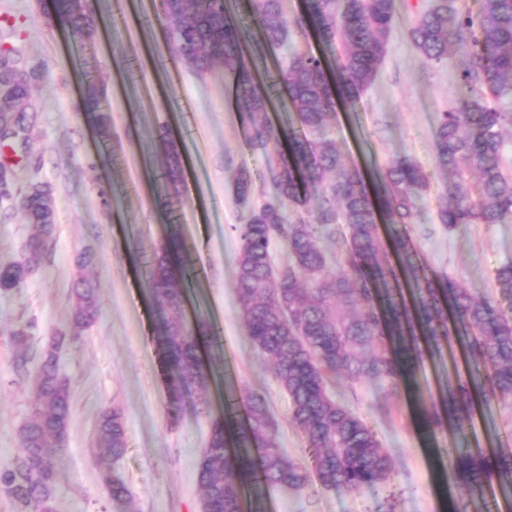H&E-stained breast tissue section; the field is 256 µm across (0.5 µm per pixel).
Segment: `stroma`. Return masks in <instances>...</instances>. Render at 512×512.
<instances>
[{"label":"stroma","instance_id":"stroma-1","mask_svg":"<svg viewBox=\"0 0 512 512\" xmlns=\"http://www.w3.org/2000/svg\"><path fill=\"white\" fill-rule=\"evenodd\" d=\"M95 18L90 35H75L50 22L43 0H0V46L37 68L32 91L37 136L29 148H0V163L22 182L45 185L53 199L55 233L23 288L0 293V463L20 452L19 429L34 395L32 364L51 336L68 325L72 288L81 277L97 287L101 315L58 353L71 401L70 430L55 460V512H201L196 461L213 419L223 417L231 395L265 398L275 442L288 458L313 467L302 431L291 421L287 393L249 343L235 292L236 225L246 212L235 200V171L246 163L255 175L254 195H274L264 179L265 155L250 149L235 106L233 76L223 64L205 74L174 57L158 17L159 0H87ZM432 0H395L397 21L374 83L355 108L337 106L326 133L376 184L400 156L417 161L429 186L407 226L416 261L463 282L479 295L498 297L495 272L512 263L511 224H460L437 217L445 178L435 161L436 116L455 107L460 60H424L408 31ZM285 53L254 47L252 63L275 91L270 118L297 127L277 66ZM94 76L102 89L99 113L112 135L101 138L97 113L83 109L82 87ZM179 147L184 168L182 200L168 203L161 172L163 138ZM181 232L190 275L183 283L184 328L211 326L216 345L201 355L214 366L209 388L168 401L157 336L163 315L147 277L152 257L170 226ZM36 232L17 201L0 200V262L19 259ZM92 263L81 266L83 255ZM26 328L17 347L11 334ZM447 359L426 361L419 391H401L381 405L382 391L368 381L331 385L332 394L376 432L394 461L388 489L345 491L310 481L302 491L274 488L265 512H378L394 493L397 512H446L465 487L445 484L440 464L448 449L475 444L512 448V403L476 410L463 434L425 441L420 399L455 378ZM105 407L124 413L127 450L111 469L127 485V501L112 500L95 451L97 418Z\"/></svg>","mask_w":512,"mask_h":512}]
</instances>
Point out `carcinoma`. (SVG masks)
Masks as SVG:
<instances>
[{"mask_svg":"<svg viewBox=\"0 0 512 512\" xmlns=\"http://www.w3.org/2000/svg\"><path fill=\"white\" fill-rule=\"evenodd\" d=\"M160 12L175 57L199 73L222 62L235 75V105L249 131L248 146L265 151L275 186V195L256 205L250 170L244 163L236 170L237 201L249 217L235 227V289L249 342L290 399L292 421L313 451L320 485L385 488L392 457L371 427L329 394L328 376L376 382L392 397L418 384L424 348L450 349L463 333L465 377L424 405L423 433L431 438L453 420L459 428L472 422L476 402L490 407L512 401V263L495 272L499 292L509 300L505 307L414 262L403 227L428 187L424 169L408 156L397 158L373 192L360 168L325 134L337 101L354 100L374 82L395 23L394 0H308L306 15L294 18L283 0H254L252 30L228 14L225 0H160ZM49 16L79 35L94 29L81 0H51ZM310 28L323 42L341 39L342 54L332 78L322 57L297 48L286 56L281 77L302 126L298 135L272 124L271 98L245 54L254 41L281 48L292 30ZM409 36L431 62L462 54L461 96L455 108L439 114L436 126V165L448 175L439 223L511 224L512 174L503 169V130L512 127V110L501 103L512 99V0H479L475 15L457 0H434ZM0 79L13 84L12 96L0 104V142L26 147L35 130L29 115L32 83L6 54L0 57ZM163 146L167 194L178 199L181 156L173 141L165 139ZM472 174L478 181L466 189ZM312 198L319 205L314 222L303 215ZM20 206L40 224L25 244L24 259L0 264L1 292L23 286L25 265L41 257L53 235V214L40 194L26 195ZM333 239L337 251L331 253L325 242ZM275 240L286 247L279 267L271 259ZM179 249L178 236L169 234L151 273L154 299L168 315L159 341L173 403L212 380L200 354L212 340L208 326L175 328L184 306L185 272L172 262ZM334 265L338 270L331 275ZM73 293L72 332L100 314L90 280H78ZM71 340L65 332L52 337L35 366L34 407L19 431L20 454L0 463V490L20 512H54L55 458L68 439L70 418L69 387L58 371L57 352ZM241 406L244 420L226 414L211 423L197 460L202 512H264L258 496L244 507L249 488L300 491L309 483L307 470L277 447L264 398L249 395ZM126 448L123 412L100 411V460H117ZM448 471L474 490L512 487V450L459 448L448 456ZM104 482L113 499L129 497L122 480L106 473Z\"/></svg>","mask_w":512,"mask_h":512,"instance_id":"1","label":"carcinoma"}]
</instances>
